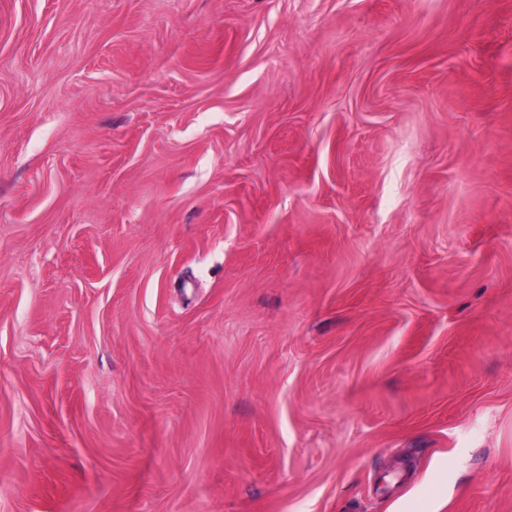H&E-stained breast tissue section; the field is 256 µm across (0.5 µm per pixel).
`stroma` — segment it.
<instances>
[{"mask_svg": "<svg viewBox=\"0 0 512 512\" xmlns=\"http://www.w3.org/2000/svg\"><path fill=\"white\" fill-rule=\"evenodd\" d=\"M0 512H512V0H0Z\"/></svg>", "mask_w": 512, "mask_h": 512, "instance_id": "obj_1", "label": "stroma"}]
</instances>
